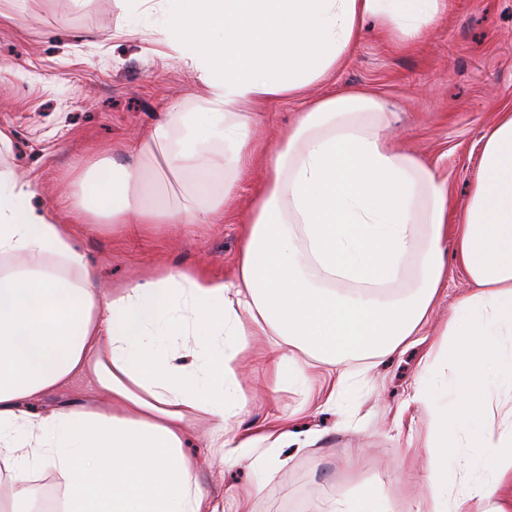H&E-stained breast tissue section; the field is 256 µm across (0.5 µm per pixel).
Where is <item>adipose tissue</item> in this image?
<instances>
[{"instance_id":"1","label":"adipose tissue","mask_w":512,"mask_h":512,"mask_svg":"<svg viewBox=\"0 0 512 512\" xmlns=\"http://www.w3.org/2000/svg\"><path fill=\"white\" fill-rule=\"evenodd\" d=\"M165 42L207 87L200 112H178L128 149L125 164L79 176L71 224L31 205L35 186L0 169V474L21 491L0 512H42L32 475L51 471L57 512H221L184 454L187 419L211 422L225 459L252 457L268 473L289 441L271 426L244 438L230 421L246 396L237 379L254 336L272 383L342 399L352 357L396 353L422 331L448 281L445 244L474 285L448 319L441 357L452 399L436 410L428 376L410 403L431 409L423 480L441 512L466 503L512 512V107L483 135L479 170L457 224L448 190L420 159L384 136L383 103L362 89L313 101L266 147L245 105L295 98L343 64L366 20L411 47L447 0H158ZM272 177L243 229L232 280L200 269L159 270L104 293L72 224L106 210L113 223L205 224L231 209L257 154ZM224 189L205 180L214 166ZM192 180L171 203L141 184ZM35 265H25V258ZM412 275L402 293L395 285ZM94 384L98 408L28 400L72 378ZM506 391L491 402L489 388Z\"/></svg>"}]
</instances>
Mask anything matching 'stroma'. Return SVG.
<instances>
[{"mask_svg":"<svg viewBox=\"0 0 512 512\" xmlns=\"http://www.w3.org/2000/svg\"><path fill=\"white\" fill-rule=\"evenodd\" d=\"M448 9L411 48L386 43L374 21L341 67L302 96L260 108L258 133L286 129L296 112L340 89L367 88L388 109V132L443 181L455 211H464L479 167L482 135L495 113L512 106V0H447ZM161 13L141 0H0V168L39 190L38 206L65 222L78 205L76 170L99 160L127 161V147L173 112L198 111L205 94L178 52L159 45ZM271 177L255 164L235 190L234 211L208 224H140L127 231L101 218L77 227V244L104 288L128 287L160 265L200 267L231 279L241 247L240 219ZM472 286L450 264L448 285L405 352L348 359L355 384L348 405L321 412L305 393L281 382L270 392L260 355L270 340L254 337L245 354L247 411L232 420L237 436L257 434L273 416L298 429L321 430L303 451L285 448V468L268 474L247 460L208 466L219 449L208 424L191 420L187 452L198 479L225 504L254 490L250 512H318L324 498L377 488L390 512H435L421 466L431 412L407 405L428 351H441L445 324Z\"/></svg>","mask_w":512,"mask_h":512,"instance_id":"35a3bbf8","label":"stroma"}]
</instances>
